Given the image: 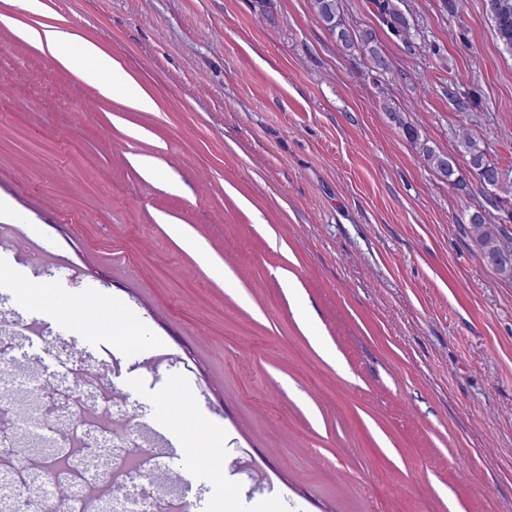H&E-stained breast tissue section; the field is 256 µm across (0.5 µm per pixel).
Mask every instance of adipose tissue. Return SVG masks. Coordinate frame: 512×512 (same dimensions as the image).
<instances>
[{
  "label": "adipose tissue",
  "mask_w": 512,
  "mask_h": 512,
  "mask_svg": "<svg viewBox=\"0 0 512 512\" xmlns=\"http://www.w3.org/2000/svg\"><path fill=\"white\" fill-rule=\"evenodd\" d=\"M25 37L54 56L65 67L75 70L108 98L119 96L138 110L154 109L150 95L112 59L93 43L77 38L59 26L44 24L27 28Z\"/></svg>",
  "instance_id": "ef3b65f1"
}]
</instances>
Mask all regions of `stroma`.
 Instances as JSON below:
<instances>
[{
    "instance_id": "1",
    "label": "stroma",
    "mask_w": 512,
    "mask_h": 512,
    "mask_svg": "<svg viewBox=\"0 0 512 512\" xmlns=\"http://www.w3.org/2000/svg\"><path fill=\"white\" fill-rule=\"evenodd\" d=\"M0 0V498L24 502L55 408L112 416L147 466L211 458L205 512H504L512 506V280L468 215L485 198L461 131L512 170V55L487 0H339L389 60L343 49L310 0ZM63 20L152 96L103 97L22 27ZM453 157L429 168L396 118ZM168 170L160 182L145 164ZM81 277H74V270ZM34 282L48 298L18 285ZM28 389L25 415L13 391ZM167 416L180 443L150 430ZM71 483L87 512L95 424Z\"/></svg>"
}]
</instances>
